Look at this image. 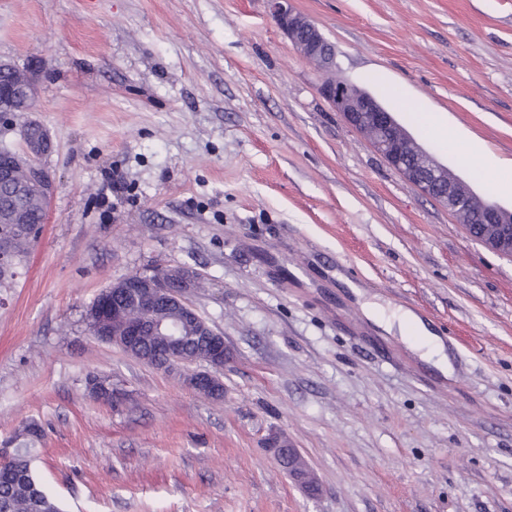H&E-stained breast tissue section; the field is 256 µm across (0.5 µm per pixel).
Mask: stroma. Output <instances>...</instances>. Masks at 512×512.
<instances>
[{"mask_svg":"<svg viewBox=\"0 0 512 512\" xmlns=\"http://www.w3.org/2000/svg\"><path fill=\"white\" fill-rule=\"evenodd\" d=\"M0 0V61L35 74L52 139L39 239L0 284V440L34 422L66 512H512V257L471 238L320 95H373L448 171L512 209V0ZM434 112L455 132L430 137ZM475 144L472 160L461 150ZM115 189L101 196L105 182ZM188 267L224 336V399L95 339L113 280ZM441 337L446 379L363 301ZM122 397L90 398L87 378ZM279 435L319 484H295ZM278 28L292 45L323 72L336 68V51L308 18L293 10L288 0H267Z\"/></svg>","mask_w":512,"mask_h":512,"instance_id":"1","label":"stroma"}]
</instances>
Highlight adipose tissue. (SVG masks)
<instances>
[{
    "label": "adipose tissue",
    "instance_id": "ef3b65f1",
    "mask_svg": "<svg viewBox=\"0 0 512 512\" xmlns=\"http://www.w3.org/2000/svg\"><path fill=\"white\" fill-rule=\"evenodd\" d=\"M364 311L369 320L387 333L410 338L412 351L444 376H452V362L442 340L434 336L416 314L406 309L386 311L381 305L368 303Z\"/></svg>",
    "mask_w": 512,
    "mask_h": 512
}]
</instances>
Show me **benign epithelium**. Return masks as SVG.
<instances>
[{"label": "benign epithelium", "mask_w": 512, "mask_h": 512, "mask_svg": "<svg viewBox=\"0 0 512 512\" xmlns=\"http://www.w3.org/2000/svg\"><path fill=\"white\" fill-rule=\"evenodd\" d=\"M269 11L278 28L292 45L323 72L336 68V51L320 30L308 18L293 10L288 0H267ZM322 97L347 124L361 134L402 177L412 182L425 196L446 206L468 233L472 225H480L476 238L489 249L512 257V210L477 197L442 165L397 122L393 113L380 105L365 90L334 79L323 81ZM25 98L34 105L36 83L27 76L19 87L0 88V98ZM24 155L28 159L30 178L12 187L17 205L11 223L18 230L24 226L23 202L33 193L50 202L53 179L43 165V158L52 150L49 133L43 127L33 136H22ZM196 275L185 267L166 268L155 276L151 273H131L104 288L99 293L104 310L100 313L102 334L107 342L121 348L140 361H145V348L152 350L150 360L160 368H181L190 363H202L206 369L187 374L188 385L195 392L212 400L224 399V382L220 372L227 360L224 336L208 325L197 335L198 349L189 354L184 350V329L199 322L196 308L189 302L195 288ZM134 301L136 315L118 297ZM122 323L120 331L109 332L107 318ZM269 447L276 461L288 465V475L301 487L314 490L317 482L312 471L301 465L294 469L299 451L277 436L270 438Z\"/></svg>", "instance_id": "benign-epithelium-1"}]
</instances>
